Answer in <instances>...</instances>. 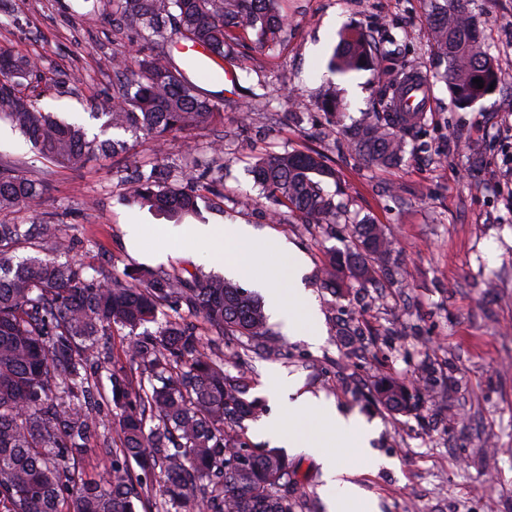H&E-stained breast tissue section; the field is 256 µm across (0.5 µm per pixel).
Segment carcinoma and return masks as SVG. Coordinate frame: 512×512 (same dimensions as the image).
<instances>
[{
  "label": "carcinoma",
  "instance_id": "1",
  "mask_svg": "<svg viewBox=\"0 0 512 512\" xmlns=\"http://www.w3.org/2000/svg\"><path fill=\"white\" fill-rule=\"evenodd\" d=\"M112 25L154 36L168 29L233 58L239 33L264 45L287 25L277 0H113ZM431 50L454 102L471 105L498 84L500 72L467 15L437 12ZM373 44L349 31L331 68L346 73L370 63ZM112 97L91 116L110 129L141 131L161 142L169 132L207 128L223 120L218 103L190 82L174 57L136 51L115 59ZM483 80L477 88L473 79ZM39 60L0 51V122L8 123L38 157L57 168L81 166L127 150L121 140L89 136L77 120L38 106ZM401 78L383 83L385 109L346 128L351 149L380 165L404 161L421 112H398ZM254 184L306 224H334L340 216L325 179L334 173L317 152L255 158ZM123 180L130 200L180 221L200 212L205 189L224 197V179L194 160L178 182L155 165L136 167ZM44 174L0 158V211L32 208L50 190ZM23 243L50 245L44 255H16ZM66 238L57 224L0 223V512H298L297 464L279 448H254L243 422L257 409L240 377L224 370L216 345L226 336L253 344L269 334L259 301L219 275L177 276L137 268L123 276L89 274L62 259ZM390 244L372 222L354 225L352 249L331 255L325 285L343 278L361 285L388 262ZM156 325L152 330L149 325ZM129 330V369L111 366L102 340ZM110 393L100 392L102 378ZM386 408L409 410V388L390 378L376 384ZM119 413L118 440L103 422V404ZM105 448L111 473L86 472L92 441ZM140 472H135L134 468Z\"/></svg>",
  "mask_w": 512,
  "mask_h": 512
}]
</instances>
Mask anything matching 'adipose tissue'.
Wrapping results in <instances>:
<instances>
[{
    "label": "adipose tissue",
    "instance_id": "ef3b65f1",
    "mask_svg": "<svg viewBox=\"0 0 512 512\" xmlns=\"http://www.w3.org/2000/svg\"><path fill=\"white\" fill-rule=\"evenodd\" d=\"M190 233L199 250L220 249L227 274L242 280L255 279L272 320L280 322L288 335L312 344L320 342L322 329L302 282L305 263L292 253L290 246L280 239L258 235L245 224L225 225L220 237L209 224L193 225ZM264 252L284 254L288 260L257 278L252 273L251 258ZM258 432L318 456L322 464V491L331 512H376L375 502L351 481V471L342 462L343 453L358 457L369 448V427L357 415L342 413L334 403L310 393L297 392L285 413L261 421Z\"/></svg>",
    "mask_w": 512,
    "mask_h": 512
}]
</instances>
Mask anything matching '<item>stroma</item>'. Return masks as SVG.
I'll return each mask as SVG.
<instances>
[{"label": "stroma", "mask_w": 512, "mask_h": 512, "mask_svg": "<svg viewBox=\"0 0 512 512\" xmlns=\"http://www.w3.org/2000/svg\"><path fill=\"white\" fill-rule=\"evenodd\" d=\"M472 15L501 73L495 91L460 108L433 80V0H279L288 20L279 42L247 43L223 69L188 66L190 80L224 112L220 133L169 134L163 148L125 133L123 162L178 166L183 156L211 157L223 138L224 210L202 221L223 230L249 224L286 240L306 260L305 283L316 302L320 344L288 336L278 323L259 349L225 337L224 367L242 377L262 416L278 412L267 397L271 374L297 378L303 391L362 416L374 429L370 460L349 458L353 479L379 512H512V0H448ZM345 29L378 42L375 64L345 74L328 60ZM135 32L115 31L112 0H0V48L37 57L45 81L40 107L87 121L91 103L111 94L115 55L141 48ZM403 68L430 76V107L403 163L380 166L351 151L346 126L381 111L382 74ZM66 72L74 90L51 85ZM333 98L338 116L322 106ZM320 152L336 173L328 183L346 220L319 229L297 215L276 221L274 206L252 194L250 172L262 153ZM119 162L55 169L51 189L33 210L0 213V222L49 220L72 242L69 259L116 274L140 266L177 273H215L214 257L197 251L188 232L165 233L169 219L124 204L129 185ZM384 227L392 241L388 267L372 283L333 290L323 284L331 252L351 244L353 223ZM139 225L137 246L126 227ZM419 397L410 412L386 409L381 378ZM297 491L307 512H327L318 459L298 449Z\"/></svg>", "instance_id": "obj_1"}]
</instances>
